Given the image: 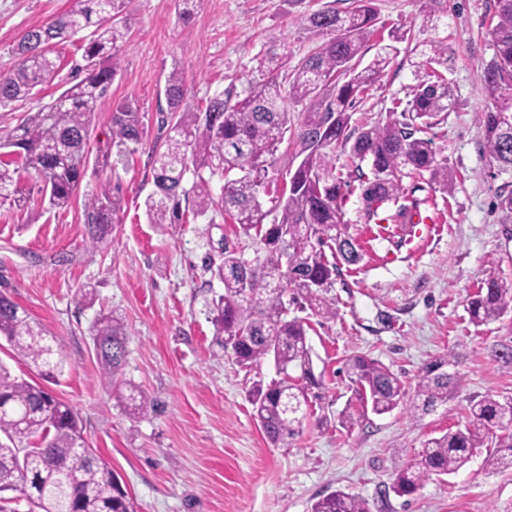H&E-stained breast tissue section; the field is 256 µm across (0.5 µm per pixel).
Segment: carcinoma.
I'll return each mask as SVG.
<instances>
[{
    "mask_svg": "<svg viewBox=\"0 0 512 512\" xmlns=\"http://www.w3.org/2000/svg\"><path fill=\"white\" fill-rule=\"evenodd\" d=\"M126 0H76L71 9L24 33L14 54L16 61L0 73V105L27 102L36 88L57 75L50 58L52 45L92 29L74 70L84 77L65 89L50 104L27 109L20 122L0 135V198L21 194L11 168L20 164L43 181L51 208L69 206L78 194L88 167V142L95 112L105 104L116 74L119 45L128 31L111 22ZM447 10V0H424L423 21L429 23ZM308 29L329 38L293 66L276 62L272 54L260 62L259 78L250 82L248 94L233 100L227 91L204 107L188 95L182 72L173 69L164 86L167 133L152 149L155 156V192L145 201L151 224H181L192 214L224 215L246 236L263 245L262 258L248 260L218 242L220 264L215 275L224 283V294L213 307L219 344L232 350L237 363L249 367L271 357L281 378L256 388L254 417L266 438L278 444L299 432L307 417L309 391L321 387L315 374L307 329L299 317H288V304L310 310L324 319L336 318V264L325 250L349 265L360 253L345 225L339 221L342 181L332 164L336 150L353 160L370 162V174L359 173L362 198L368 215L384 203L398 202L403 194L404 169L448 192L452 180L448 167L436 159L431 141L417 137L431 120L453 105L447 77V47L432 42L417 52L413 62L419 74L412 98L402 110H392L386 120L358 132L350 131L351 108L357 96L381 80L390 63L391 46L384 45L371 63L359 69L370 49L375 13L371 0H356L345 13L316 11L303 19ZM494 56L482 76L489 105L483 110L485 149L500 170L512 172V0H496V23L490 30ZM302 107L303 119L296 133L301 161L289 173L288 185L265 209L256 205L267 193L269 173L276 153L290 131L288 105ZM145 129L138 108L126 100L112 106L110 142L97 150L95 169L106 172L124 162L129 144H139ZM224 178L214 197L204 171ZM196 180L184 187L187 172ZM119 180L105 176L97 190L85 198L84 215L94 244L112 234V224L123 209ZM272 222H267L268 216ZM288 253V268L281 253ZM512 303L507 285L495 266L486 270L476 292L467 300L471 321L484 325L499 319ZM126 326L117 316L101 317L93 329L94 351L104 379L116 391L130 390L137 414L152 409L148 395L126 383L122 367L126 355ZM0 339L32 365L38 375L53 379L61 372L60 347L46 337L30 316L8 296L0 294ZM494 361L512 370V341L491 351ZM453 354L440 355L420 370L413 409L428 414L448 403L461 386L462 376ZM300 372L298 377L290 371ZM346 373L362 402L372 412L393 411L404 395L399 378L379 361L356 354L347 359ZM504 432L486 467L497 471L512 466V398L500 401L485 396L472 403L464 424L426 440L418 458L403 463L391 486L399 496L417 492L429 477L447 475L484 445L492 429ZM78 413L40 384L11 374L0 363V502L2 494L24 501L29 512H136L133 499L100 457L90 456ZM311 512H371L366 500L334 491L313 503Z\"/></svg>",
    "mask_w": 512,
    "mask_h": 512,
    "instance_id": "carcinoma-1",
    "label": "carcinoma"
}]
</instances>
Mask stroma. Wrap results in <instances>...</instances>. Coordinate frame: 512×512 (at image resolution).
<instances>
[{
  "label": "stroma",
  "mask_w": 512,
  "mask_h": 512,
  "mask_svg": "<svg viewBox=\"0 0 512 512\" xmlns=\"http://www.w3.org/2000/svg\"><path fill=\"white\" fill-rule=\"evenodd\" d=\"M75 0H0V72L10 70L22 35ZM352 0H203L182 21L177 0H126L117 19L129 41L117 53L111 102L96 114L91 146L110 135L113 102L134 100L146 136L115 171L125 203L109 239L94 245L84 224L86 194L99 179L87 173L80 193L61 210H45L40 181L17 174L25 207L0 201V292L25 309L46 336L61 344L64 369L45 387L78 412L87 444L109 464L137 512H310L312 504L341 490L365 499L372 512H512V469L489 472L485 460L497 433L474 449L458 471L427 480L414 495L391 490L398 466L413 459L429 438L464 423L471 401L512 397V371L490 356L512 340V310L477 326L467 312L489 264L512 280V231L501 220L498 195L512 175L499 172L484 149L481 77L494 50L489 36L495 0H448V14L423 23L422 0H373L379 35L411 30L413 41L383 78L350 108L349 127L384 121L395 102L410 99L417 83L408 60L412 44L448 46L447 77L455 104L444 120L426 129L439 161L453 178L451 192L428 178L402 171L399 204L423 200L438 232L428 243L408 227L374 238L359 183L341 203L340 219L358 243V264H340L332 291L335 319L301 311L316 374L323 387L312 400L299 433L274 445L252 413L251 394L278 373L272 359L239 367L216 343L212 308L223 283L205 266L221 238L246 259L260 250L222 216H191L178 227L147 223L144 202L154 190L152 146L163 139L160 106L172 69L183 72L190 97L206 103L234 89L246 96L248 82L265 55L297 63L324 40L306 29L302 15L324 8L344 12ZM86 35L53 49L54 84L40 96L51 102L74 81ZM95 291L80 301L81 289ZM116 313L127 327L124 380L154 401V411L130 416L123 398L106 384L94 353L91 327ZM455 354L463 382L447 405L413 416L420 369L433 358ZM366 354L394 372L404 387L398 408L385 415L363 410L346 371L347 359ZM353 423H346V415Z\"/></svg>",
  "instance_id": "stroma-1"
}]
</instances>
